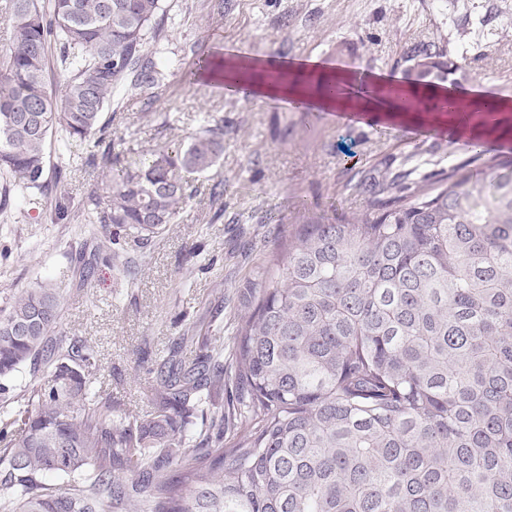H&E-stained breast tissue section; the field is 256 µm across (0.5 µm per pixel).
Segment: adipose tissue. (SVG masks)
Returning a JSON list of instances; mask_svg holds the SVG:
<instances>
[{"label": "adipose tissue", "mask_w": 512, "mask_h": 512, "mask_svg": "<svg viewBox=\"0 0 512 512\" xmlns=\"http://www.w3.org/2000/svg\"><path fill=\"white\" fill-rule=\"evenodd\" d=\"M317 76L318 79L335 77L340 87L337 96L328 97L322 91H309L300 85L283 84L282 76L288 73ZM201 78L216 82L231 96L241 97L254 93L263 97L293 98L320 108H354L355 112L390 113L396 111L394 98L385 94L384 84H367L350 74L331 75L317 58L288 64L272 59L257 60L235 49H222L200 69Z\"/></svg>", "instance_id": "ef3b65f1"}]
</instances>
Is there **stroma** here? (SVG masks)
I'll return each instance as SVG.
<instances>
[{"label":"stroma","instance_id":"35a3bbf8","mask_svg":"<svg viewBox=\"0 0 512 512\" xmlns=\"http://www.w3.org/2000/svg\"><path fill=\"white\" fill-rule=\"evenodd\" d=\"M166 9L156 58L163 83L152 97L118 107L112 127L125 141L111 159L88 142L72 146L67 164L62 147L51 143L48 191L11 194L0 210V307L35 279L54 283L63 298L55 335L93 342L102 363L97 388L119 409L142 416L152 411L150 369L178 337L223 340L225 357H232L233 328L250 290L294 225L343 223L366 208L372 183L395 174L432 177L449 157L467 158L463 142L470 137L499 150L501 159L512 156V112L476 115L459 136L444 112L344 122L320 109L305 123L278 99L232 98L214 83L181 78L198 54L228 46L256 57H334L344 70L399 83L415 47L437 39L456 53L464 15H485L491 35L470 43L475 62L454 86L481 84L512 100V0H166ZM208 114L224 120L223 156L207 173L191 175L197 193L168 232L145 245L121 240L115 250L122 262L113 264L99 253L94 226L76 219L102 171L185 145ZM411 130L418 138H408ZM217 182L224 193L214 197ZM60 198L70 212L64 220L55 210ZM193 247L198 257L185 262ZM81 255L95 267L85 288L75 265Z\"/></svg>","mask_w":512,"mask_h":512}]
</instances>
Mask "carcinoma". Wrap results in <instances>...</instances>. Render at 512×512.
<instances>
[{"instance_id":"obj_1","label":"carcinoma","mask_w":512,"mask_h":512,"mask_svg":"<svg viewBox=\"0 0 512 512\" xmlns=\"http://www.w3.org/2000/svg\"><path fill=\"white\" fill-rule=\"evenodd\" d=\"M0 55L4 192L42 187L45 147L112 139V97L159 85L165 0H6ZM60 89L48 88L51 51ZM444 83L474 59L409 56ZM186 145L104 175L84 220L144 244L224 154L211 116ZM429 182L396 176L345 224H301L224 343L150 388L153 413L96 389V347L55 336L61 296L38 282L0 308V512H512V164L477 145ZM31 382L17 388L22 373ZM239 434L224 447V433ZM54 475L63 480L46 481Z\"/></svg>"}]
</instances>
